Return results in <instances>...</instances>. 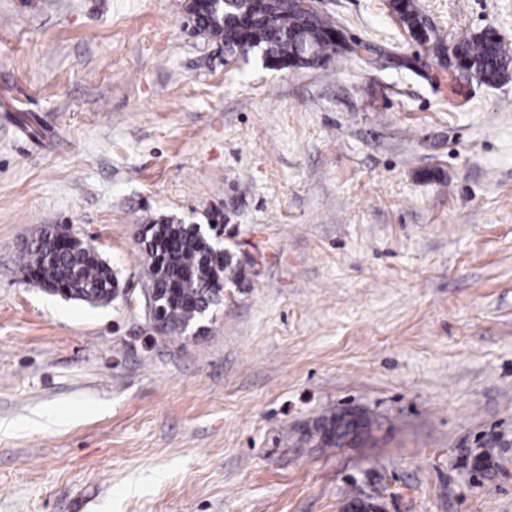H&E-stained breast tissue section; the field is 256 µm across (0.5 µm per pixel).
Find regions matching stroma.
Masks as SVG:
<instances>
[{"mask_svg":"<svg viewBox=\"0 0 512 512\" xmlns=\"http://www.w3.org/2000/svg\"><path fill=\"white\" fill-rule=\"evenodd\" d=\"M392 0L292 71L186 0H0V512H512V79L456 77ZM447 46L512 0H415ZM244 268L202 334L20 282L67 225L141 287L151 219ZM330 410L371 421L321 448Z\"/></svg>","mask_w":512,"mask_h":512,"instance_id":"35a3bbf8","label":"stroma"}]
</instances>
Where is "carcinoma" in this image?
Segmentation results:
<instances>
[{"instance_id":"1","label":"carcinoma","mask_w":512,"mask_h":512,"mask_svg":"<svg viewBox=\"0 0 512 512\" xmlns=\"http://www.w3.org/2000/svg\"><path fill=\"white\" fill-rule=\"evenodd\" d=\"M410 37L441 58L448 53L435 28L417 10L415 0H392ZM193 27L220 42L228 54L256 52L274 69L309 68L356 53L362 43L339 44L330 36L340 25L327 17L304 14L295 0H276L273 7L256 12L251 0H199L190 11ZM453 56L470 65L482 82L497 86L512 76V48L482 30L460 39ZM148 257L145 285L164 291L157 320L172 335H180L201 322L202 313L222 300L224 288L237 283L241 268L230 249L213 243L196 224L169 217L155 220L141 239ZM32 242L23 250L20 280H37L57 287L61 295L104 304L112 301L115 277L95 248L76 241L40 256ZM370 421L346 411H332L319 419L313 436L319 445L339 448L363 437Z\"/></svg>"}]
</instances>
